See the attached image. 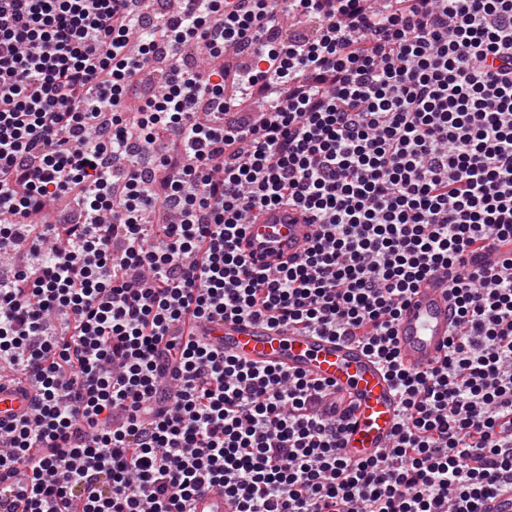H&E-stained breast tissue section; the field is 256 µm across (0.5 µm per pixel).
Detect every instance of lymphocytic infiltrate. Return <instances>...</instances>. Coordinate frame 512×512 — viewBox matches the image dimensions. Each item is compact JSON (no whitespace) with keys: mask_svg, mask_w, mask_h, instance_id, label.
Segmentation results:
<instances>
[{"mask_svg":"<svg viewBox=\"0 0 512 512\" xmlns=\"http://www.w3.org/2000/svg\"><path fill=\"white\" fill-rule=\"evenodd\" d=\"M246 65L167 72L159 49ZM111 136H104V129ZM71 199L81 219L35 224ZM320 231L256 269L254 212ZM176 215L153 224L156 210ZM0 362L31 417L0 425L7 512H482L512 491V0H0ZM447 273L439 365L394 326ZM356 340L400 394L352 463L327 383L245 365L183 324ZM191 512H235L234 504L224 499V493L210 490L196 494L190 503Z\"/></svg>","mask_w":512,"mask_h":512,"instance_id":"lymphocytic-infiltrate-1","label":"lymphocytic infiltrate"}]
</instances>
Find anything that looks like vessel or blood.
<instances>
[{"label":"vessel or blood","instance_id":"obj_1","mask_svg":"<svg viewBox=\"0 0 512 512\" xmlns=\"http://www.w3.org/2000/svg\"><path fill=\"white\" fill-rule=\"evenodd\" d=\"M317 233L306 214L270 209L248 224L241 249L257 266L275 267L294 260ZM454 312L445 282L423 283L402 308L395 324L399 361L422 371L437 364L448 346ZM204 334L215 347L239 362L299 372L342 390L353 415L344 434L347 456L362 461L386 447L399 415L400 397L377 360L354 341L317 336L260 321L216 319ZM28 386L0 379V424L29 416ZM191 512H234L235 506L218 490L196 494Z\"/></svg>","mask_w":512,"mask_h":512}]
</instances>
